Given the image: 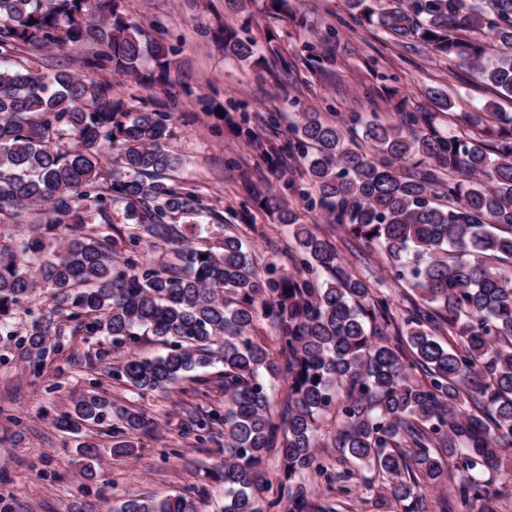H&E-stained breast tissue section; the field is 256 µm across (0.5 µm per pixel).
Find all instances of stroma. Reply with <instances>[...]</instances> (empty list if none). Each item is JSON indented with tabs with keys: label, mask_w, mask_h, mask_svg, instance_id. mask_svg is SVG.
I'll use <instances>...</instances> for the list:
<instances>
[{
	"label": "stroma",
	"mask_w": 512,
	"mask_h": 512,
	"mask_svg": "<svg viewBox=\"0 0 512 512\" xmlns=\"http://www.w3.org/2000/svg\"><path fill=\"white\" fill-rule=\"evenodd\" d=\"M125 9L133 24L171 48L172 83L151 86L133 77H118L114 98L131 109L152 98L163 101L172 130L167 147L182 158L184 176L204 201L200 223H209L211 214H218L261 263L274 260L286 269L294 266L287 228L256 198L279 187L282 178L299 179L302 166L286 158L279 169H270L235 135L228 117L247 115L250 126L264 138L282 145L300 113L333 119L354 112L365 116L376 107L391 118L398 102H405L410 111L423 104V93L430 86L457 94L458 111H477L493 99L498 111L512 116V99H495L455 60L423 53L401 60L399 49L373 28L343 30L335 59L304 58L299 51L302 41L336 18L347 17V0H290L291 19L279 23L265 20L256 9L225 17L224 0H126ZM227 22L265 52H279L293 62V71L277 80L225 56L216 34ZM91 53L88 47L69 46L34 56L18 49L6 58L42 73L65 71L96 80L101 71L84 64ZM376 57L382 65L375 71L370 61ZM272 112L280 115L274 129L266 122ZM287 201L303 223L317 225L336 244L346 268L382 284L394 301V314H403V290L389 279L375 248L322 221L319 210L305 209L299 196L288 195ZM51 333L60 348L38 371L21 356L15 337L0 333V512H118L130 499L176 494L194 498L197 512H222L224 483L218 471L224 442L198 444L182 426L188 412L223 408L220 366L191 373L170 393L141 394L113 379L111 370L131 354L143 358L165 354V346L154 336L145 334L131 347L115 348L108 337L87 335L61 318L55 319ZM103 349L111 357L101 365L95 356ZM95 388L117 405L157 420V428L138 436L134 454H112L107 428L92 427L78 435L59 428L60 415ZM86 443L98 449L99 478L92 484L84 481L77 463L79 449ZM348 510L401 512L387 483L367 467L358 476Z\"/></svg>",
	"instance_id": "35a3bbf8"
}]
</instances>
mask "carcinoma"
Instances as JSON below:
<instances>
[{"mask_svg": "<svg viewBox=\"0 0 512 512\" xmlns=\"http://www.w3.org/2000/svg\"><path fill=\"white\" fill-rule=\"evenodd\" d=\"M264 16L288 15V0H261ZM350 18L376 26L406 51L452 57L483 85L512 98V0H348ZM328 28L306 41L308 57L339 41ZM224 55L274 73L256 42L226 24ZM90 45L84 65L154 83L167 77L169 48L134 27L124 0H0V53ZM435 112L402 111L393 121L373 111L363 130L302 113L286 150L303 164L316 194L302 193L330 224L379 250L385 271L414 295L396 319L390 295L367 277L339 270L328 237L282 210L297 272L275 262L259 268L235 235L215 244L189 240L179 219L204 211L195 186L176 179L180 159L164 149L169 115L153 101L130 111L107 80L48 76L25 65L0 67V329H8L38 288L51 291L54 318L122 348L143 330L167 353L134 354L112 377L142 393L165 392L216 363L224 410L194 412L199 444L224 436V512H340L355 471L369 467L389 482L401 512H423L421 491L453 475L452 495L471 512H497L491 474L512 452V119L507 132L478 136L495 102L468 112L473 131L443 135L437 113L455 107L436 86ZM271 166L283 149L229 119ZM118 151L115 165L106 154ZM126 228L113 231L112 206ZM40 213L46 221L29 215ZM30 223L18 240L10 228ZM170 246V261H143L141 242ZM266 319L277 331L272 353L254 333ZM448 335L444 344L438 335ZM41 367L53 351L40 325L20 339ZM283 377L288 396L271 409L268 381ZM336 418L334 447L344 469L318 457V419ZM120 422L112 451L128 455L126 434L155 427L146 414L103 393L74 401L59 419L72 434ZM281 461L277 481L265 460ZM95 446L80 452L81 471L97 477ZM324 476L328 497L314 500L309 478ZM275 498L269 500L270 492ZM121 512H196L186 496L131 499Z\"/></svg>", "mask_w": 512, "mask_h": 512, "instance_id": "cac0c4a2", "label": "carcinoma"}]
</instances>
